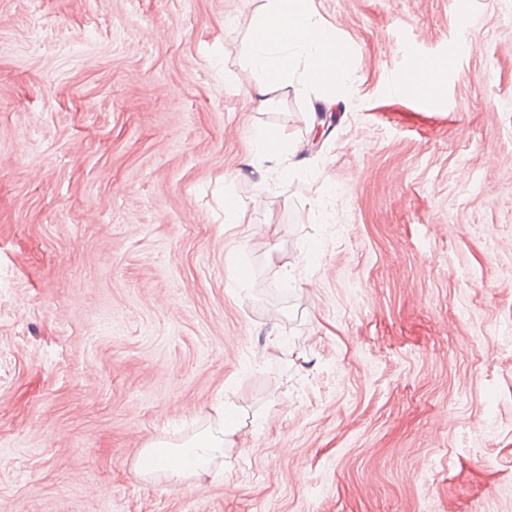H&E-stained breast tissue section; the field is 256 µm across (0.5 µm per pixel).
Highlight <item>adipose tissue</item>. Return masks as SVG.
<instances>
[{"mask_svg": "<svg viewBox=\"0 0 512 512\" xmlns=\"http://www.w3.org/2000/svg\"><path fill=\"white\" fill-rule=\"evenodd\" d=\"M319 29L308 0H266L239 61L241 74L256 79L258 97H266L271 88L287 87L293 75L289 63L293 56L304 62L299 76L303 84L326 91L346 86L349 49L336 40L319 37ZM299 150V144L289 143L281 129L254 127L248 153L258 183H267L275 167ZM215 416V427L205 428L182 444L156 441L142 449L135 460L136 473L151 477L162 472L177 481L208 475L223 459L225 449L235 447L242 428L232 403L217 407Z\"/></svg>", "mask_w": 512, "mask_h": 512, "instance_id": "obj_1", "label": "adipose tissue"}]
</instances>
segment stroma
Here are the masks:
<instances>
[{
    "instance_id": "1",
    "label": "stroma",
    "mask_w": 512,
    "mask_h": 512,
    "mask_svg": "<svg viewBox=\"0 0 512 512\" xmlns=\"http://www.w3.org/2000/svg\"><path fill=\"white\" fill-rule=\"evenodd\" d=\"M262 3L0 0V512H512V0H309L350 85L263 108ZM263 124L320 140L269 189ZM410 66L417 69L419 73L418 79L402 86L403 83H407L413 77V72L404 67L395 72L391 77V90L395 91L402 86L401 88L427 95L431 94L438 87L444 77V73L439 74L436 67L431 64L422 63L419 60L412 61ZM214 413L215 429L209 426L180 445L154 441L148 448H143L135 460L136 473L151 477L163 472L177 481L210 474L218 460L223 463L224 448L235 447L243 426L232 403L224 401V406L217 407ZM148 459L154 460V463L148 464Z\"/></svg>"
}]
</instances>
